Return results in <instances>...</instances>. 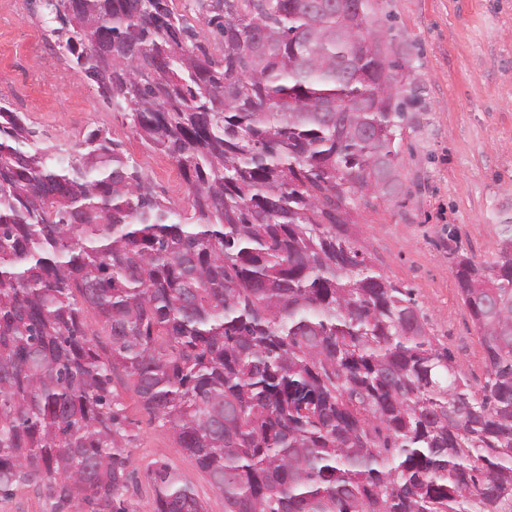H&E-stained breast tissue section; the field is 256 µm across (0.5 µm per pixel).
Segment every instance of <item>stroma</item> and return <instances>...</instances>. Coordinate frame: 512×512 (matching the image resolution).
<instances>
[{
    "instance_id": "stroma-1",
    "label": "stroma",
    "mask_w": 512,
    "mask_h": 512,
    "mask_svg": "<svg viewBox=\"0 0 512 512\" xmlns=\"http://www.w3.org/2000/svg\"><path fill=\"white\" fill-rule=\"evenodd\" d=\"M410 45L412 77L421 103L402 147L404 192L381 196L350 213L361 245L377 265L408 288L428 316V329L455 363L479 384L485 353L463 304L448 235L478 260L499 247L497 215L512 211V0H380ZM43 0H0V99L26 113L43 147L75 151L100 129L122 142L157 191L181 201L185 183L164 154L146 150L123 113L112 110L73 69L47 30ZM133 436L128 512H154L146 475L162 460L178 470L204 501L224 512V497L170 431L118 385Z\"/></svg>"
}]
</instances>
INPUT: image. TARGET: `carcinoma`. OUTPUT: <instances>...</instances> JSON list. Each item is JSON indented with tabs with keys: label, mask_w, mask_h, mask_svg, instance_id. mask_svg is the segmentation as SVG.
I'll use <instances>...</instances> for the list:
<instances>
[{
	"label": "carcinoma",
	"mask_w": 512,
	"mask_h": 512,
	"mask_svg": "<svg viewBox=\"0 0 512 512\" xmlns=\"http://www.w3.org/2000/svg\"><path fill=\"white\" fill-rule=\"evenodd\" d=\"M50 28L188 207L96 129L34 143L0 104V494L127 512L131 436L112 377L171 430L224 512H512V214L495 259L449 248L479 330L476 388L349 209L402 192L414 89L378 0H44ZM108 336L100 347L85 318ZM155 512H206L167 463Z\"/></svg>",
	"instance_id": "carcinoma-1"
}]
</instances>
